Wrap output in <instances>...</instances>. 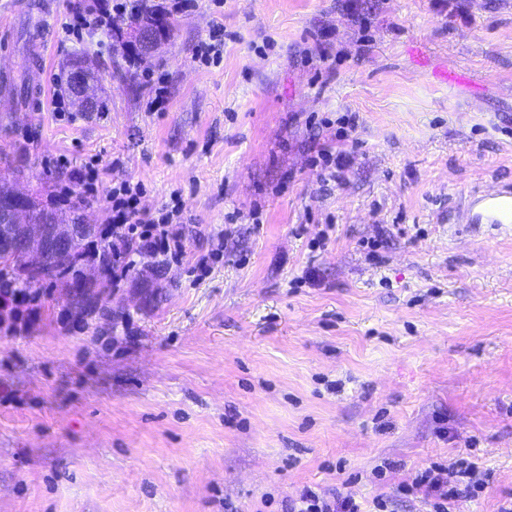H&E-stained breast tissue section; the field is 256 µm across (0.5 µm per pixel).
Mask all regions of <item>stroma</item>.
<instances>
[{"instance_id": "35a3bbf8", "label": "stroma", "mask_w": 512, "mask_h": 512, "mask_svg": "<svg viewBox=\"0 0 512 512\" xmlns=\"http://www.w3.org/2000/svg\"><path fill=\"white\" fill-rule=\"evenodd\" d=\"M47 1L0 0V175L45 207L69 184L61 155L142 184L150 214L180 193L187 258L117 288L33 281L36 320L0 323V512H282L307 485L424 512L401 483L462 457L485 486L459 512H499L512 224L454 218L512 183V0H155L167 50L122 75L107 29H62L101 0H55L48 20ZM83 53L105 110L56 111ZM41 61L45 93L16 96ZM347 112L355 161L326 187L313 161Z\"/></svg>"}]
</instances>
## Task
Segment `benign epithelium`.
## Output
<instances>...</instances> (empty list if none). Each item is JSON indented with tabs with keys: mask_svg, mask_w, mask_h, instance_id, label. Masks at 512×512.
Instances as JSON below:
<instances>
[{
	"mask_svg": "<svg viewBox=\"0 0 512 512\" xmlns=\"http://www.w3.org/2000/svg\"><path fill=\"white\" fill-rule=\"evenodd\" d=\"M170 29L167 18L159 17L135 25L119 34L118 48L132 50L149 62L167 44L164 33ZM71 83L75 97L82 108L94 111L100 102L95 81L88 74V62L77 58L70 63ZM36 204V196L12 189L7 201L0 202V258L22 263L30 277L39 273L41 257L51 252L57 262L67 264L78 255L81 242L96 232V225L77 218L47 217L43 224L29 222V214Z\"/></svg>",
	"mask_w": 512,
	"mask_h": 512,
	"instance_id": "7a95c632",
	"label": "benign epithelium"
}]
</instances>
